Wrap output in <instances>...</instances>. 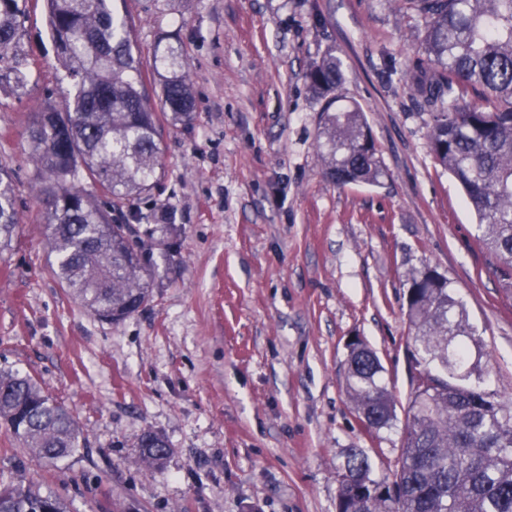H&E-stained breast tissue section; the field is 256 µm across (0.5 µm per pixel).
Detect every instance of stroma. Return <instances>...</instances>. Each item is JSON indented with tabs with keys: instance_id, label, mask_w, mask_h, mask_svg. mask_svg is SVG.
<instances>
[{
	"instance_id": "35a3bbf8",
	"label": "stroma",
	"mask_w": 512,
	"mask_h": 512,
	"mask_svg": "<svg viewBox=\"0 0 512 512\" xmlns=\"http://www.w3.org/2000/svg\"><path fill=\"white\" fill-rule=\"evenodd\" d=\"M144 64L181 46L199 102L164 128L163 174L117 204L155 275L149 304L112 324L53 276L31 117L71 90L44 0H27L26 94L0 88V164L20 225L0 246V370L32 375L74 414L67 463L30 459L0 423V485L37 482L69 512H336L349 449L392 474L403 430L369 437L346 392L350 339L379 356L398 408L415 365L409 281L448 279L483 386L512 402V287L479 249L475 215L427 149L416 97L419 17L409 0H126ZM338 93L366 118L383 175L340 186L317 145L323 103L305 74L327 51ZM167 440L144 471L137 442Z\"/></svg>"
}]
</instances>
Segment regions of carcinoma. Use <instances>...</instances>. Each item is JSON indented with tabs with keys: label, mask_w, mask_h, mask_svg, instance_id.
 <instances>
[{
	"label": "carcinoma",
	"mask_w": 512,
	"mask_h": 512,
	"mask_svg": "<svg viewBox=\"0 0 512 512\" xmlns=\"http://www.w3.org/2000/svg\"><path fill=\"white\" fill-rule=\"evenodd\" d=\"M422 22L427 66L414 79L431 111L427 147L457 179L476 213L480 246L494 272L512 282V0H410ZM25 0H0V86L28 90L18 49ZM56 56L71 81L65 111L50 103L33 117L30 143L44 185L52 272L95 317L120 323L150 300L151 273L112 209L82 186L88 178L112 203L149 192L163 153L160 128L190 124L197 101L182 48L159 39L147 88L132 20L115 0H46ZM342 63L328 52L305 75L324 101L318 146L336 183L376 184L380 160L362 109L336 107ZM490 93L472 103L477 88ZM20 224L11 172L0 165V243ZM407 318L414 331L404 442L391 476H372L367 456L349 451L338 470L336 512H512V405L470 383L471 335L448 280L428 266L410 279ZM377 355L363 342L347 359L346 388L367 433L398 422ZM0 420L29 455L57 464L81 436L72 414L30 375L0 371ZM152 470L171 448L148 430L138 442ZM0 512H68L35 485L0 486Z\"/></svg>",
	"instance_id": "cac0c4a2"
}]
</instances>
